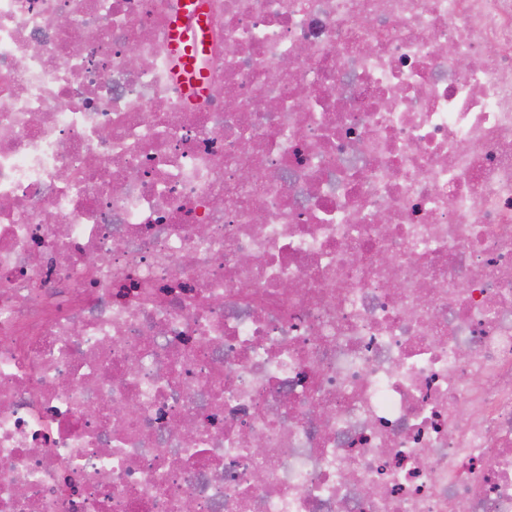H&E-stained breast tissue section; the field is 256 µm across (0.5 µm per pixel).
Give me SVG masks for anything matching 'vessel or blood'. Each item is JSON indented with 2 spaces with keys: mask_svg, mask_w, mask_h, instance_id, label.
Segmentation results:
<instances>
[{
  "mask_svg": "<svg viewBox=\"0 0 512 512\" xmlns=\"http://www.w3.org/2000/svg\"><path fill=\"white\" fill-rule=\"evenodd\" d=\"M202 18L195 0H187L173 29L172 50L181 65L179 75L188 96L202 92L204 81L194 72L199 54L203 51Z\"/></svg>",
  "mask_w": 512,
  "mask_h": 512,
  "instance_id": "1",
  "label": "vessel or blood"
}]
</instances>
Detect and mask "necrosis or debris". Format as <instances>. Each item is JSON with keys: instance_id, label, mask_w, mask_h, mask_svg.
<instances>
[{"instance_id": "4bbe7bcc", "label": "necrosis or debris", "mask_w": 512, "mask_h": 512, "mask_svg": "<svg viewBox=\"0 0 512 512\" xmlns=\"http://www.w3.org/2000/svg\"><path fill=\"white\" fill-rule=\"evenodd\" d=\"M182 2L0 0V512H512V0ZM179 19L173 29L172 50L178 56L179 75L186 94L193 98L203 91L204 81L194 73V66L203 51L201 36L202 18L200 7L192 0L185 1ZM191 41V44L187 43Z\"/></svg>"}]
</instances>
